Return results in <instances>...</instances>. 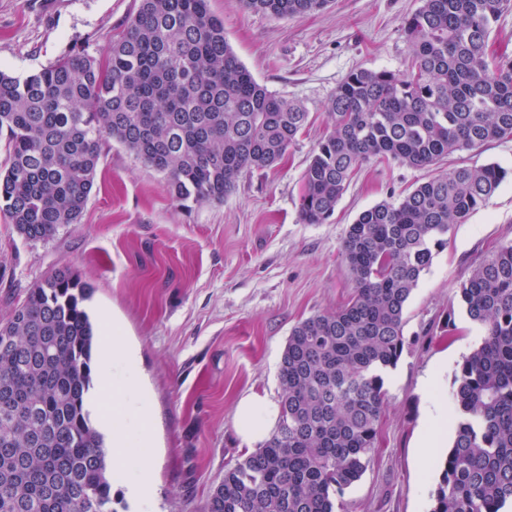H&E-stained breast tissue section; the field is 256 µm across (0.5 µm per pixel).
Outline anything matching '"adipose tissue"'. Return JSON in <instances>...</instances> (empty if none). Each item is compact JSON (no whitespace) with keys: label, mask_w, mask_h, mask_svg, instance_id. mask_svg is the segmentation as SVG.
Listing matches in <instances>:
<instances>
[{"label":"adipose tissue","mask_w":512,"mask_h":512,"mask_svg":"<svg viewBox=\"0 0 512 512\" xmlns=\"http://www.w3.org/2000/svg\"><path fill=\"white\" fill-rule=\"evenodd\" d=\"M99 398L115 401L113 411L103 412L112 434V463L125 467L131 440L141 447L152 444V414L148 396L139 380L135 350L119 336H102L98 363ZM279 403L269 395L249 393L235 407L234 423L242 445L263 442L278 422Z\"/></svg>","instance_id":"obj_1"}]
</instances>
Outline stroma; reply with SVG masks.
<instances>
[{
	"instance_id": "obj_1",
	"label": "stroma",
	"mask_w": 512,
	"mask_h": 512,
	"mask_svg": "<svg viewBox=\"0 0 512 512\" xmlns=\"http://www.w3.org/2000/svg\"><path fill=\"white\" fill-rule=\"evenodd\" d=\"M137 6L0 0V70L23 77L74 52L102 57ZM210 6L254 77L309 114L285 161L244 174L223 200L180 204L161 173L108 140L79 223L27 242L0 216V323L27 288L66 268L92 288L94 325L110 317L137 351L152 403V512H202L225 469L244 453L235 406L252 391L280 397L279 364L292 328L348 301L352 282L341 243L362 211L460 163L512 169V140L422 168L366 162L327 223H303V175L331 129L327 102L354 70L409 68L402 20L420 0H331L322 11L283 19L250 11L242 0ZM509 243L511 179L449 233L412 294L404 350L386 379L378 448L346 490L345 512H428L439 470L434 459H420L417 442L436 392L452 390L458 364L477 342L460 288Z\"/></svg>"
}]
</instances>
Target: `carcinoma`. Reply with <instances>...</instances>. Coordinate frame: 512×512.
Instances as JSON below:
<instances>
[{
  "label": "carcinoma",
  "instance_id": "1",
  "mask_svg": "<svg viewBox=\"0 0 512 512\" xmlns=\"http://www.w3.org/2000/svg\"><path fill=\"white\" fill-rule=\"evenodd\" d=\"M210 0H139L105 61L82 53L24 78L0 71V212L28 241L79 222L110 138L162 173L183 203L219 201L248 171L274 168L309 113L261 84L224 37ZM329 0H244L276 18ZM512 0H421L404 21L405 73L358 69L328 103L299 215L324 224L363 162L421 168L512 138V56L492 49ZM512 175L460 165L382 201L349 225L352 295L291 330L280 416L263 445L224 471L204 512H341L370 467L404 349L406 305L433 250ZM92 288L58 269L0 324V512H117L112 467L85 397L92 386ZM480 343L455 371L454 440L429 512H501L512 503V243L460 288Z\"/></svg>",
  "mask_w": 512,
  "mask_h": 512
}]
</instances>
